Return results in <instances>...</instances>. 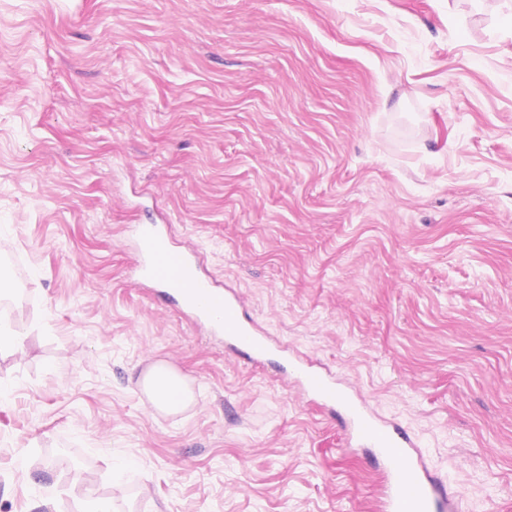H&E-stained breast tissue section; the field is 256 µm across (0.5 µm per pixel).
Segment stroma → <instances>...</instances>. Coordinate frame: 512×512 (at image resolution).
<instances>
[{
  "instance_id": "35a3bbf8",
  "label": "stroma",
  "mask_w": 512,
  "mask_h": 512,
  "mask_svg": "<svg viewBox=\"0 0 512 512\" xmlns=\"http://www.w3.org/2000/svg\"><path fill=\"white\" fill-rule=\"evenodd\" d=\"M166 221L512 512V0H0V512H375L332 410L135 278ZM143 386L153 404L167 412H178L191 400L183 377L162 364L156 365L144 376Z\"/></svg>"
}]
</instances>
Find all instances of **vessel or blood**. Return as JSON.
Wrapping results in <instances>:
<instances>
[{"mask_svg": "<svg viewBox=\"0 0 512 512\" xmlns=\"http://www.w3.org/2000/svg\"><path fill=\"white\" fill-rule=\"evenodd\" d=\"M135 233L142 281L158 288L197 324L223 336L229 350L245 353L256 365L279 358L311 400L340 408L344 446L375 449L382 466L379 512H457L456 497L445 492L404 428L376 415L334 376L293 354L287 344L272 342L250 327L241 302L204 275L193 254L173 245L165 225L141 224Z\"/></svg>", "mask_w": 512, "mask_h": 512, "instance_id": "vessel-or-blood-1", "label": "vessel or blood"}]
</instances>
